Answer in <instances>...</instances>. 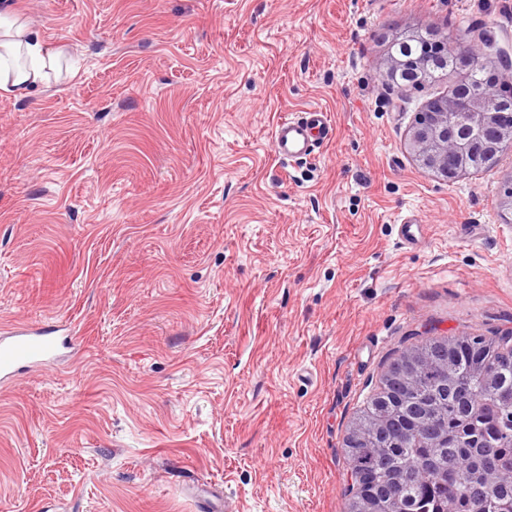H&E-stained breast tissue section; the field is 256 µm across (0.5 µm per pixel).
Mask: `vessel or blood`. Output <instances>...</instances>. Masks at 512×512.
Listing matches in <instances>:
<instances>
[{
  "instance_id": "b4317fda",
  "label": "vessel or blood",
  "mask_w": 512,
  "mask_h": 512,
  "mask_svg": "<svg viewBox=\"0 0 512 512\" xmlns=\"http://www.w3.org/2000/svg\"><path fill=\"white\" fill-rule=\"evenodd\" d=\"M332 134L327 113L310 108L276 125L273 147L280 157L299 160L310 156ZM71 342V336L63 334L60 326L50 322L36 328L18 323L0 326V384H12L23 370L60 361Z\"/></svg>"
}]
</instances>
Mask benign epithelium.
Here are the masks:
<instances>
[{
	"mask_svg": "<svg viewBox=\"0 0 512 512\" xmlns=\"http://www.w3.org/2000/svg\"><path fill=\"white\" fill-rule=\"evenodd\" d=\"M466 42L464 32L439 36L440 50L455 55L461 79L451 95L436 99L419 113L410 129V145L418 161L449 181L465 170L464 166L452 167L449 162H462L478 148L473 139L448 133L452 126L492 130L497 138L485 149L499 155L512 150V107L495 103L482 91L469 88L468 78L475 62L464 47Z\"/></svg>",
	"mask_w": 512,
	"mask_h": 512,
	"instance_id": "obj_1",
	"label": "benign epithelium"
}]
</instances>
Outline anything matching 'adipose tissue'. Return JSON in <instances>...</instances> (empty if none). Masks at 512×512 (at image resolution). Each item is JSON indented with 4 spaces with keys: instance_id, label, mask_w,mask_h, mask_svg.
<instances>
[{
    "instance_id": "adipose-tissue-1",
    "label": "adipose tissue",
    "mask_w": 512,
    "mask_h": 512,
    "mask_svg": "<svg viewBox=\"0 0 512 512\" xmlns=\"http://www.w3.org/2000/svg\"><path fill=\"white\" fill-rule=\"evenodd\" d=\"M58 58L57 48L20 18L0 14V90L22 95L45 85Z\"/></svg>"
}]
</instances>
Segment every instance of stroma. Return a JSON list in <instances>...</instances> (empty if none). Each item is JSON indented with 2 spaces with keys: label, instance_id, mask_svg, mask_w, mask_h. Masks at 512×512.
Here are the masks:
<instances>
[{
  "label": "stroma",
  "instance_id": "stroma-1",
  "mask_svg": "<svg viewBox=\"0 0 512 512\" xmlns=\"http://www.w3.org/2000/svg\"><path fill=\"white\" fill-rule=\"evenodd\" d=\"M10 2L62 56L0 92V323L78 347L0 388V512H342L398 353L512 331V152L444 181L409 130L457 75L390 76L462 30L512 88V0ZM311 107L332 138L280 160ZM332 134L328 114L320 108H310L300 116L282 119L276 125L273 147L283 159L299 160L310 156Z\"/></svg>",
  "mask_w": 512,
  "mask_h": 512
}]
</instances>
